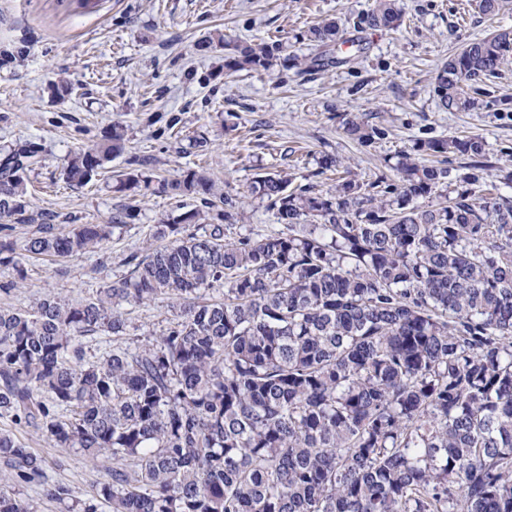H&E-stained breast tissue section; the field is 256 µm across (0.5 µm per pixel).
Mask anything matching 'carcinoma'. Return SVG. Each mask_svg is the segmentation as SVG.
I'll return each instance as SVG.
<instances>
[{
  "label": "carcinoma",
  "instance_id": "carcinoma-1",
  "mask_svg": "<svg viewBox=\"0 0 512 512\" xmlns=\"http://www.w3.org/2000/svg\"><path fill=\"white\" fill-rule=\"evenodd\" d=\"M360 25L395 30L402 11L375 0ZM341 32L328 20L307 37L331 47ZM203 46L224 50L226 75L334 64L282 57L271 37L217 30ZM511 56V28L466 41L437 72L438 104L474 109ZM343 129L363 146L386 135L355 119ZM125 141L112 127L66 178L87 182ZM450 154L469 158L453 184ZM485 155L479 138L420 139L395 176L348 171L324 193L259 172L248 194L280 229L257 236L226 234L238 201L211 174L162 183L202 207L160 221L128 274L80 303L0 306V418L112 457L79 498L1 432L0 512H35L20 497L30 486L65 512H512V199L483 188ZM4 156L0 221L35 225L31 260L81 255L132 217L63 232L27 199L36 150ZM135 164L113 191L149 188ZM0 264L26 279L14 242L0 240ZM158 299L179 318L127 341L123 306Z\"/></svg>",
  "mask_w": 512,
  "mask_h": 512
}]
</instances>
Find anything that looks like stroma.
<instances>
[{"label": "stroma", "mask_w": 512, "mask_h": 512, "mask_svg": "<svg viewBox=\"0 0 512 512\" xmlns=\"http://www.w3.org/2000/svg\"><path fill=\"white\" fill-rule=\"evenodd\" d=\"M374 0H0V148L32 143L43 162L28 176L33 208L50 212L62 230L101 224L128 209L132 220L102 249L70 258L25 261L27 279L10 289L11 266L0 265V305L29 309L51 294L78 302L123 276L124 258L144 251L161 219L198 201L155 189L117 194L109 177L147 160L149 175L180 180L207 169L240 198L235 229L267 234L277 227L264 204L245 191L259 170H287L298 183L327 190L336 177L319 173L317 157L331 154L359 179L372 180L386 163L421 138L470 136L486 145L487 182L512 198V114L477 106L441 109L433 93L438 69L462 44L512 27V0L483 15L479 0H400L399 29H357L353 19ZM336 19L347 43L336 44L334 66L302 72L274 66L224 76V53L197 44L214 28L227 36L261 40L280 35L288 55L315 52L303 33ZM64 80L70 90L54 93ZM380 125L385 139L364 147L343 131L345 117ZM126 132L124 153L85 185L69 183L64 169L78 149L102 138L113 124ZM206 133L207 146L188 138ZM176 311L158 300L129 308L137 335L158 333ZM42 455L52 479L88 494L104 476L74 450L52 448L36 430L0 419V430Z\"/></svg>", "instance_id": "1"}]
</instances>
